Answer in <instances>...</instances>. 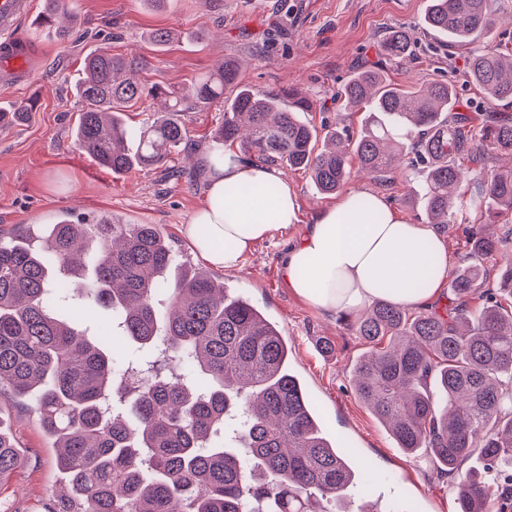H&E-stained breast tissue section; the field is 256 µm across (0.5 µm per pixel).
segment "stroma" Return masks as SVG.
<instances>
[{"mask_svg":"<svg viewBox=\"0 0 512 512\" xmlns=\"http://www.w3.org/2000/svg\"><path fill=\"white\" fill-rule=\"evenodd\" d=\"M36 2V15L16 31L34 53L27 80L0 88L1 111L32 97L39 102L25 122L0 126L2 234L21 224L112 217L157 225L179 261L199 265L182 226L205 202L204 180H168L158 169L116 175L73 144L80 108L75 79L83 57L98 46L144 58L140 81L172 88L194 82L224 60L237 61L242 84L258 91H306L315 105L307 115L313 125L337 121L355 132L366 115L346 109L342 90L364 64L403 88L449 83L458 111L483 98L468 78L467 48L449 46L426 29L429 0H168L159 9L148 0H75L69 37L62 43L39 34L38 15L47 0ZM161 29L173 34L162 46L153 40ZM394 29L411 37L406 59L382 51L384 36ZM223 118L217 102L184 113L192 148L180 168L200 167ZM348 186L382 195L412 223L428 221L420 185L382 186L355 174ZM288 239V233L275 232L239 269L216 276L276 322L288 338L289 364L312 392L327 432L341 447L353 449L356 468L374 476L370 488L350 489L349 512H457L451 478L433 470L424 456L402 454L358 399L351 370L367 343L340 319L324 318L292 294L281 275ZM0 417L10 422L21 454L19 465L0 479V512H48L58 502L62 481L51 440L33 409L7 387L0 389Z\"/></svg>","mask_w":512,"mask_h":512,"instance_id":"35a3bbf8","label":"stroma"}]
</instances>
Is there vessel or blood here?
Here are the masks:
<instances>
[{
  "mask_svg": "<svg viewBox=\"0 0 512 512\" xmlns=\"http://www.w3.org/2000/svg\"><path fill=\"white\" fill-rule=\"evenodd\" d=\"M34 7V0H0V85L23 82L31 54L16 37V30Z\"/></svg>",
  "mask_w": 512,
  "mask_h": 512,
  "instance_id": "b4317fda",
  "label": "vessel or blood"
}]
</instances>
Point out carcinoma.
Segmentation results:
<instances>
[{
    "label": "carcinoma",
    "mask_w": 512,
    "mask_h": 512,
    "mask_svg": "<svg viewBox=\"0 0 512 512\" xmlns=\"http://www.w3.org/2000/svg\"><path fill=\"white\" fill-rule=\"evenodd\" d=\"M67 0H48L46 37ZM494 0H429L425 23L454 46H468L472 80L486 106L512 103V54L474 46L492 28ZM384 48L406 55L410 39L393 31ZM146 66L98 47L83 58L75 85L82 103L75 147L114 173L152 169L186 150L181 113L192 103H224L212 142L309 173L333 195L350 176L348 157L374 180L391 181L399 164L423 178L429 222L467 224L463 263L449 276L447 304L411 313L384 301L343 321L371 345L354 369V390L395 447L423 454L457 476L460 512H512V261L497 279L484 262L512 244V229L484 224L512 214V169L487 168V155L512 156V116L475 124L451 111L456 91L434 82L400 88L372 69L343 88L345 106L368 109L360 132L319 136L301 113L310 97L294 88L258 92L238 81L228 60L185 90L149 88ZM232 95L224 96V90ZM163 98L142 126L121 115L142 98ZM36 101H20L0 122H22ZM473 176L474 191L460 187ZM102 308L103 338L79 330L69 299ZM112 344L133 347L130 365H147L135 382L120 376ZM27 399L60 449L65 474L59 512H327L360 483L348 454L323 428L301 379L288 366V339L265 310L224 287L210 272L178 263L154 224H25L0 236V384ZM482 469H464L473 457ZM16 453L0 430V478Z\"/></svg>",
    "instance_id": "carcinoma-1"
}]
</instances>
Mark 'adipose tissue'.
<instances>
[{
    "mask_svg": "<svg viewBox=\"0 0 512 512\" xmlns=\"http://www.w3.org/2000/svg\"><path fill=\"white\" fill-rule=\"evenodd\" d=\"M272 184L277 192L269 199L264 191ZM237 187L250 188L251 197L234 195ZM268 209L276 223L265 221ZM299 224L304 230L289 243L282 274L320 313H356L379 300L421 309L448 293V252L435 227L411 223L381 195L359 190L302 224L298 195L279 169L234 154L211 165L206 203L182 232L203 262L235 270L257 243Z\"/></svg>",
    "mask_w": 512,
    "mask_h": 512,
    "instance_id": "adipose-tissue-1",
    "label": "adipose tissue"
}]
</instances>
